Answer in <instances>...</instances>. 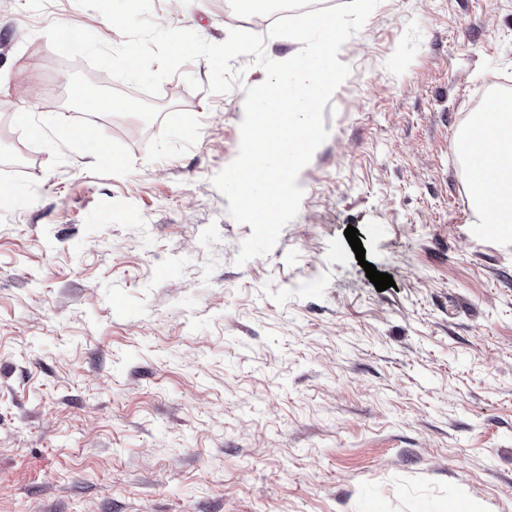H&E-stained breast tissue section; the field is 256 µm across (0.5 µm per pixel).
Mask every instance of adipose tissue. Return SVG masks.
<instances>
[{
    "instance_id": "obj_1",
    "label": "adipose tissue",
    "mask_w": 512,
    "mask_h": 512,
    "mask_svg": "<svg viewBox=\"0 0 512 512\" xmlns=\"http://www.w3.org/2000/svg\"><path fill=\"white\" fill-rule=\"evenodd\" d=\"M488 143L491 157L468 170L471 205L480 223L502 234L512 233V100L501 99L494 112L472 113L458 138L459 150Z\"/></svg>"
}]
</instances>
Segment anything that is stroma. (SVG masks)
Returning <instances> with one entry per match:
<instances>
[{
  "label": "stroma",
  "mask_w": 512,
  "mask_h": 512,
  "mask_svg": "<svg viewBox=\"0 0 512 512\" xmlns=\"http://www.w3.org/2000/svg\"><path fill=\"white\" fill-rule=\"evenodd\" d=\"M151 18L212 43L246 22ZM53 22L124 40L76 0H0V186L24 185L0 199V512H512V236L474 223L455 149L512 96V0H380L296 217L241 265L252 228L213 179L254 56L223 94L186 63L152 113L107 78L108 163L56 136L92 68Z\"/></svg>",
  "instance_id": "1"
}]
</instances>
